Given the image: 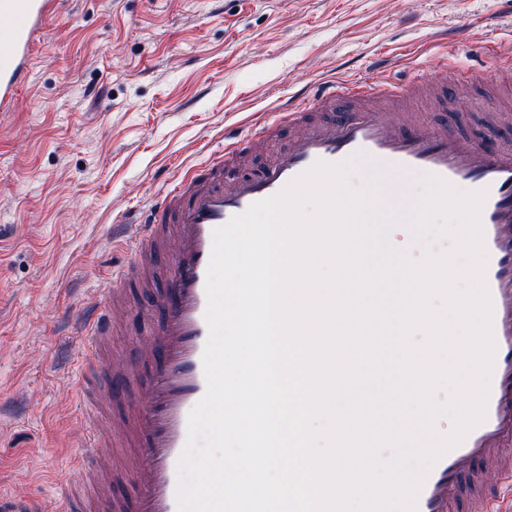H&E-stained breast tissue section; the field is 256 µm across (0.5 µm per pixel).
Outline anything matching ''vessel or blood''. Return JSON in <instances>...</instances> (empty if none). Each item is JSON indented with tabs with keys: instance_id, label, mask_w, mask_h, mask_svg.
I'll list each match as a JSON object with an SVG mask.
<instances>
[{
	"instance_id": "vessel-or-blood-1",
	"label": "vessel or blood",
	"mask_w": 512,
	"mask_h": 512,
	"mask_svg": "<svg viewBox=\"0 0 512 512\" xmlns=\"http://www.w3.org/2000/svg\"><path fill=\"white\" fill-rule=\"evenodd\" d=\"M56 5V0H0V112L13 108L27 83ZM406 93L379 70L365 79L332 77L303 86L275 117L225 137L223 149L204 168L181 172L142 222L122 219L113 225L112 237L127 261L113 270L102 300L72 322L71 336L82 346L78 386L91 405L83 415L90 428L72 459L79 480L67 489L59 512H179L188 417L206 391L202 358L213 232L314 165H334L359 151L465 192L487 193L480 224L495 350L485 418L431 466L415 512H512V143L486 146L444 121L424 125L399 115L386 121L371 105L375 99L399 101ZM285 124L294 132L270 161L235 176L236 160ZM229 173L234 179L228 185ZM165 256L168 276L152 287L151 305L139 315L151 340L147 367L131 360L102 370L118 304L144 268ZM143 374L148 380L136 400L137 415L121 436L134 455L129 477L137 491L129 505L113 498L103 481L98 459L104 442L92 423L110 398L128 396L130 381Z\"/></svg>"
}]
</instances>
